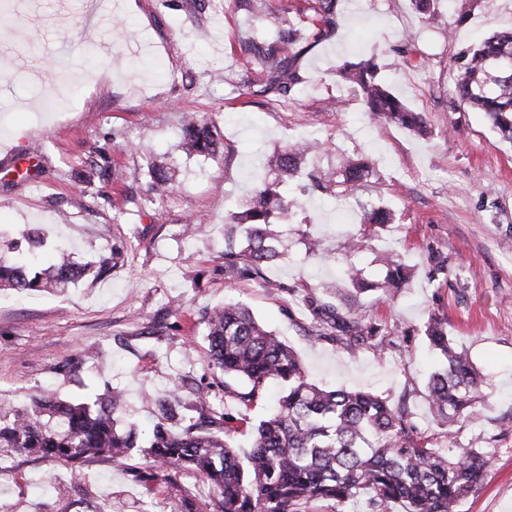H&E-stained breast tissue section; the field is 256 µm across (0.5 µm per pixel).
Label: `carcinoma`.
<instances>
[{
    "label": "carcinoma",
    "mask_w": 512,
    "mask_h": 512,
    "mask_svg": "<svg viewBox=\"0 0 512 512\" xmlns=\"http://www.w3.org/2000/svg\"><path fill=\"white\" fill-rule=\"evenodd\" d=\"M440 2L410 0L413 10L427 20L437 15ZM340 7L341 0H306L303 6H293L299 21L284 14L274 20L272 37H247L240 44L242 56L237 63L245 71L255 65L259 70L244 94L290 100L301 82L302 44L311 31L318 37L331 35ZM377 70L370 58L343 64L337 75L359 93L372 116L426 134L425 115L390 91ZM451 70L446 108L486 113L502 139L512 143V30L496 32L481 45L459 51ZM217 144L212 123L194 112L184 114L180 151L185 156H210ZM317 149L316 143L298 142L269 159L277 178L256 183L242 210L229 218L224 234L225 277L253 280L285 259L282 241L272 226L275 216L285 217L293 208L281 191L286 181L304 176L310 189L346 197L378 178L371 161L347 153L327 176L304 171V156ZM89 167L91 175L101 180L116 177L111 157L100 148ZM171 188V167L156 165L145 196L131 194L130 203L143 209L162 200ZM362 209L365 224L395 220L385 207L365 204ZM122 260L123 253L114 251L98 267L81 266L70 254L59 252L40 271L24 262L0 261V289L65 288ZM384 262L386 274L380 284L366 282L353 265L347 267L346 278L357 290L379 291L388 301L412 283L413 269L397 253H386ZM292 291L303 294L315 320L313 336L318 339L357 349L382 344L391 335L367 308L344 310L318 298L305 283ZM202 322L214 366L248 388L236 393L243 406L257 397L268 380L285 385L276 408L255 426L249 450L242 451L233 442L234 433L247 422L242 412L235 415L202 401L200 409L210 413L207 424H181L176 409L179 386L175 385L156 400L160 418L145 437L133 425L118 427L124 395L116 389L80 401L41 392L20 409L0 403V451L35 454L74 467L94 459L120 461L139 451L151 469L167 473L171 482L181 471L202 476L213 491V512H302L303 505L313 500L338 505L361 501L366 512H390L396 504L402 512H458L459 504L481 485L492 460L488 452L473 443L432 448L409 412L393 407L388 399L364 390L318 387L307 379L294 351L245 306L228 302L206 313ZM424 335L447 359V366L429 377L425 398L451 439L455 426L474 405L481 377L468 355L451 346L446 323L430 318Z\"/></svg>",
    "instance_id": "carcinoma-1"
}]
</instances>
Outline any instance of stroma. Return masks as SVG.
Segmentation results:
<instances>
[{"instance_id":"obj_1","label":"stroma","mask_w":512,"mask_h":512,"mask_svg":"<svg viewBox=\"0 0 512 512\" xmlns=\"http://www.w3.org/2000/svg\"><path fill=\"white\" fill-rule=\"evenodd\" d=\"M460 0H446L430 20L409 0H346L335 31L310 42L300 58L302 81L287 103L253 100L239 87L243 34L270 35L266 21L246 16L234 0H10V35L0 37V258L27 231L47 245L96 262L113 249L125 266L63 291L0 292V402L17 403L41 389L77 400L113 387L125 391L120 426H152L159 397L179 384L184 418L198 396L216 408L238 407L245 386L225 382L208 363L206 311L245 304L297 354L324 388L370 389L405 406L436 448L448 436L424 399L428 375L443 361L427 346L430 315L448 323L454 343L483 373L479 398L457 440H484L492 464L461 512H512V144L484 113L450 112L454 55L512 29V0H478L455 25ZM412 38L425 68L404 66L394 48ZM376 56L392 91L425 113L422 137L371 118L357 92L336 76L344 61ZM343 111L324 109L327 99ZM212 121L221 146L210 157L181 156V115ZM318 140L307 164L324 170L349 152L373 161L380 177L371 200L393 211L391 224L362 223L356 202L298 195L299 209L278 229L287 258L264 280L224 278V223L245 201L263 161L290 143ZM106 147L121 183L73 181L93 145ZM177 159L172 192L139 213L126 188L144 190L150 161ZM196 217L192 238L182 226ZM368 248L356 258L367 282L383 279L382 252L399 251L414 269L411 288L378 305L388 326H401L386 346L349 349L312 336L314 320L289 287L305 282L318 297L343 287L347 234ZM320 239L323 257L306 253ZM280 283L277 291L266 281ZM96 350L97 362L83 354ZM13 474L0 482V512H77L82 501L101 512H177L180 496L210 512L212 493L196 474L178 488L150 478L140 454L79 467L11 453Z\"/></svg>"}]
</instances>
